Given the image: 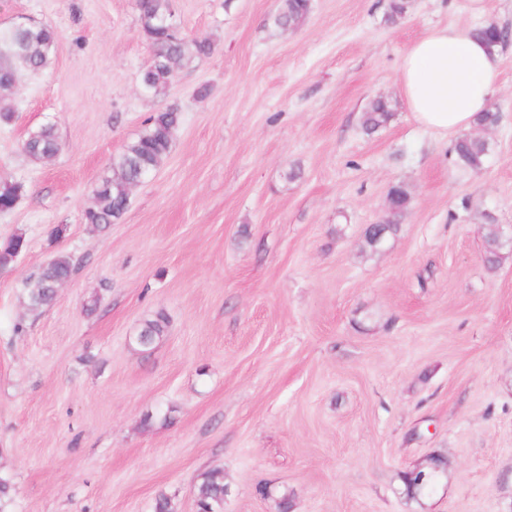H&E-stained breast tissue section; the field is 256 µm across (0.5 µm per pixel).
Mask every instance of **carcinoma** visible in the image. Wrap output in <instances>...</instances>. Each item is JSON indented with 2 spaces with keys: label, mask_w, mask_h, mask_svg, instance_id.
I'll list each match as a JSON object with an SVG mask.
<instances>
[{
  "label": "carcinoma",
  "mask_w": 512,
  "mask_h": 512,
  "mask_svg": "<svg viewBox=\"0 0 512 512\" xmlns=\"http://www.w3.org/2000/svg\"><path fill=\"white\" fill-rule=\"evenodd\" d=\"M172 0H138L141 29L152 51V64L141 74L140 86L144 93L158 96L167 86L173 69L185 60L211 52V43L205 39H190L168 27ZM309 11V0H280L274 17L276 27L286 30L295 27ZM477 34L490 47L501 48L509 41V33L499 26L485 24L476 28ZM57 45V34L48 25L28 24L23 28L0 27V94L11 92L21 72L39 73L52 62ZM392 116L387 100L378 98L371 102L361 116V126L373 133L386 125ZM181 115L170 108L158 112L146 121L144 128L123 148L112 156V162L99 178L94 190L96 203L84 210L85 223L96 229H105L116 223L125 213L129 203V190L133 183L149 177L170 153L174 135L180 126ZM24 152L33 160L55 156L59 149L56 125L44 123L28 131L23 144ZM492 151L490 142L470 133L460 134L453 142L451 154L454 163L466 170L479 172ZM388 209L395 214L406 210L411 196L402 184L392 186L388 193ZM398 231V224L391 222L366 230L365 240L372 251L381 250L390 237ZM486 261L494 266L501 259L506 243L499 225L492 221L483 226ZM26 247L21 234L13 235L0 247V266L8 264L17 250ZM76 264L67 254H58L40 270L26 279L23 286V303L33 313L49 307L57 296L59 285L73 276ZM168 317L163 312L146 319L134 342L148 352L166 335ZM434 466L427 471V482L403 474L407 496L418 500L432 494L445 474L446 461L433 458ZM14 484L6 474H0V512H10ZM227 489L224 479L215 473H205L195 485L197 512H224Z\"/></svg>",
  "instance_id": "cac0c4a2"
}]
</instances>
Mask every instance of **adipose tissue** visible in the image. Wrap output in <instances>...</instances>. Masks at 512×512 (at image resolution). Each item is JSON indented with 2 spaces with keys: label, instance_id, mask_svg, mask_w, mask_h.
<instances>
[{
  "label": "adipose tissue",
  "instance_id": "ef3b65f1",
  "mask_svg": "<svg viewBox=\"0 0 512 512\" xmlns=\"http://www.w3.org/2000/svg\"><path fill=\"white\" fill-rule=\"evenodd\" d=\"M500 56L471 29L436 27L403 55L400 92L416 122L466 129L498 88Z\"/></svg>",
  "mask_w": 512,
  "mask_h": 512
}]
</instances>
